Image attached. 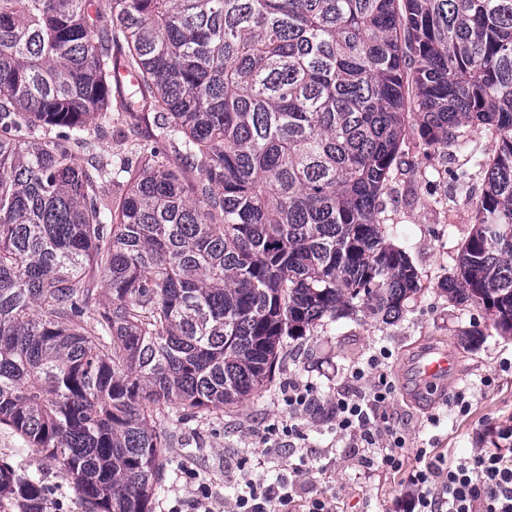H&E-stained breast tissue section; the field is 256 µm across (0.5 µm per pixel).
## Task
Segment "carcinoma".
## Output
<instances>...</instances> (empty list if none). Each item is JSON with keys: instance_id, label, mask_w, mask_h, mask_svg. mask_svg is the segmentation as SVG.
Masks as SVG:
<instances>
[{"instance_id": "1", "label": "carcinoma", "mask_w": 512, "mask_h": 512, "mask_svg": "<svg viewBox=\"0 0 512 512\" xmlns=\"http://www.w3.org/2000/svg\"><path fill=\"white\" fill-rule=\"evenodd\" d=\"M111 3L100 26L96 0H0V427L89 512H153L162 408L238 407L315 328L401 316L423 284L384 213L412 128L497 134L442 290L512 336V0ZM112 112L148 139L78 163ZM54 491L0 459V512Z\"/></svg>"}]
</instances>
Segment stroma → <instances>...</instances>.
<instances>
[{
  "instance_id": "obj_1",
  "label": "stroma",
  "mask_w": 512,
  "mask_h": 512,
  "mask_svg": "<svg viewBox=\"0 0 512 512\" xmlns=\"http://www.w3.org/2000/svg\"><path fill=\"white\" fill-rule=\"evenodd\" d=\"M103 131L91 139L90 152L107 157L145 140L147 126L130 127L115 117L100 120ZM490 131L472 132L467 147L451 144L436 152L410 138L407 173L397 175L393 202L385 212L386 232L402 248L421 276L424 287L411 299L400 318L382 324L361 315L341 318L327 328L293 343L270 390L243 405L200 414L179 426L175 408H164L157 419L169 434L170 454L193 449L192 468L208 484L215 512H224V498L232 494L244 473L264 483L291 473L299 455L280 440L269 453L268 425L286 414L282 402L289 386L311 389L322 402L353 392L352 368L366 367L371 357L386 365L394 392L387 413L411 448L434 446L448 458L467 456L492 447L499 429L512 426V336L488 327L479 307L449 302L441 282L456 268L461 244L475 222L472 199L455 194L449 173L468 166L471 155L494 146ZM481 329L477 345H462L459 333ZM447 350L451 373L436 388L422 391L415 371L423 352ZM466 396L467 411H459L458 396ZM313 466L303 475L295 501L323 491L335 495L342 512H393L402 492L397 476L375 471L360 474L352 449L336 434V421L326 414L300 421ZM0 456L9 457L26 473L58 487L46 512H87L85 505L62 482L55 463L36 455L19 435L0 428Z\"/></svg>"
}]
</instances>
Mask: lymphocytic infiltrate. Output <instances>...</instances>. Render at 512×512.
Masks as SVG:
<instances>
[{"mask_svg": "<svg viewBox=\"0 0 512 512\" xmlns=\"http://www.w3.org/2000/svg\"><path fill=\"white\" fill-rule=\"evenodd\" d=\"M374 373L378 382L366 395H343L331 402L336 433L348 447L360 449L363 472L381 469L403 477L398 512H512V427L499 431L493 447L470 456L448 460L432 449L408 452L406 440L389 422L386 407L392 393L388 374L379 360L369 369L356 368L352 381ZM288 417L272 426V434L302 440L300 415L321 409V402L306 387H289L283 396ZM290 482L267 486L246 479L241 491L225 504V512H290L294 502Z\"/></svg>", "mask_w": 512, "mask_h": 512, "instance_id": "obj_1", "label": "lymphocytic infiltrate"}]
</instances>
